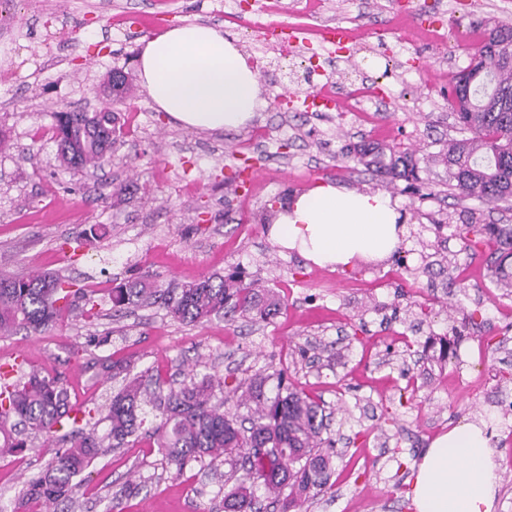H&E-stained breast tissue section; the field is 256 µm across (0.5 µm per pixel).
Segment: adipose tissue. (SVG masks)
Returning a JSON list of instances; mask_svg holds the SVG:
<instances>
[{
    "label": "adipose tissue",
    "instance_id": "1",
    "mask_svg": "<svg viewBox=\"0 0 512 512\" xmlns=\"http://www.w3.org/2000/svg\"><path fill=\"white\" fill-rule=\"evenodd\" d=\"M138 75L158 110L194 130L239 129L266 107L256 67L203 22L179 24L145 40ZM399 218L389 196L319 185L280 208L271 237L317 266L347 268L362 256H391L401 241ZM498 485L483 426L463 422L426 449L411 494L416 512H495Z\"/></svg>",
    "mask_w": 512,
    "mask_h": 512
}]
</instances>
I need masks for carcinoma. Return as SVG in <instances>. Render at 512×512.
<instances>
[{"instance_id": "cac0c4a2", "label": "carcinoma", "mask_w": 512, "mask_h": 512, "mask_svg": "<svg viewBox=\"0 0 512 512\" xmlns=\"http://www.w3.org/2000/svg\"><path fill=\"white\" fill-rule=\"evenodd\" d=\"M496 41L480 43L479 59L466 100L454 113L461 134L430 160L448 170V192L457 198L496 205L512 200V107L502 93L512 92V28L496 26ZM57 155L69 171L98 169L110 160L112 147L122 134L118 112H57ZM354 159L391 183L404 181L407 189L420 180L421 159L416 153L396 151L379 143L354 149ZM454 235L468 250L486 248L494 274L512 288V225L455 226ZM82 301V315H97L93 293L58 274L33 273L0 276V335L24 330L33 334L52 331ZM159 303L174 320L195 325L212 318L233 321L256 315L270 320L281 313L283 302L273 290L242 273L228 277L203 276L177 290H165L149 280H137L112 291V306L123 309ZM101 370L127 382L106 406L107 435L84 432L92 409L73 415L75 404L59 378L32 370L16 380L0 376V452L27 446L28 435L50 440L70 431L69 446L59 449L47 469L27 484L14 512L38 499L48 509L68 498L74 478L101 453L104 443L120 448L138 435L148 417L159 423L152 435L160 452L178 468L190 461L224 458L230 467L224 484V512H257L255 490L263 488L278 512H294L314 490L328 484L331 455L323 438L326 415L320 404L288 382V369L258 375L246 384H224V399H216L213 376L163 391L149 390L143 376L131 374L122 361H99Z\"/></svg>"}]
</instances>
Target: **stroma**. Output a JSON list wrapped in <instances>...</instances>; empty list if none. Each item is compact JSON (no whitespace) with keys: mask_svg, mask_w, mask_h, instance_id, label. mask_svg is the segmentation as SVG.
<instances>
[{"mask_svg":"<svg viewBox=\"0 0 512 512\" xmlns=\"http://www.w3.org/2000/svg\"><path fill=\"white\" fill-rule=\"evenodd\" d=\"M199 21L223 31L261 64L267 106L244 130L175 125L142 86L104 93L112 70L136 72L153 18ZM276 21L299 27L280 48L247 29L266 23L255 6L224 16V0H0V273L54 272L96 289L99 315L79 312L51 332L0 335V363L26 353L42 375L61 378L73 402L102 409L122 378L94 377L91 358L123 360L163 386L199 363L216 379L244 381L287 368L330 416L333 475L301 512H414L413 473L430 443L462 421L485 425L499 465L496 512H512V290L497 287L486 257L454 236L455 225L512 224V202L491 208L448 195L444 168L419 192L386 185L349 160L348 148L380 142L423 155L456 137L448 84L470 61L486 23L512 25V0H281ZM354 32L345 49L321 50L317 27ZM326 88L333 112H297L285 97ZM121 113L124 134L104 169L59 168L55 115ZM258 180L241 183L240 159ZM388 195L405 217L404 264L318 267L274 243L263 219L319 184ZM125 185L124 200L112 188ZM97 224L98 240L84 228ZM284 298L265 322L237 318L185 325L158 306L114 314L110 288L145 278L174 288L235 268ZM447 339L438 363L424 345ZM58 442L37 438L0 455V512H12ZM223 461L176 468L148 435L109 448L58 512H220Z\"/></svg>","mask_w":512,"mask_h":512,"instance_id":"1","label":"stroma"}]
</instances>
